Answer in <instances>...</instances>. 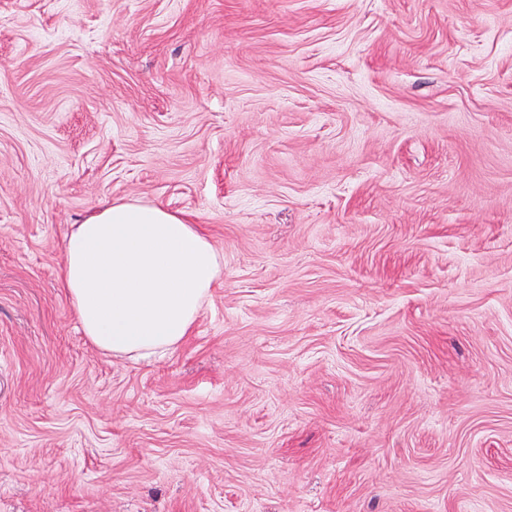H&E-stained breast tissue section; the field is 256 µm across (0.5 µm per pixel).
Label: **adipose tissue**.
<instances>
[{
    "instance_id": "1",
    "label": "adipose tissue",
    "mask_w": 512,
    "mask_h": 512,
    "mask_svg": "<svg viewBox=\"0 0 512 512\" xmlns=\"http://www.w3.org/2000/svg\"><path fill=\"white\" fill-rule=\"evenodd\" d=\"M62 286L84 336L115 358L164 360L190 335L224 255L186 216L110 202L71 225Z\"/></svg>"
}]
</instances>
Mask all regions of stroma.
<instances>
[{"label": "stroma", "mask_w": 512, "mask_h": 512, "mask_svg": "<svg viewBox=\"0 0 512 512\" xmlns=\"http://www.w3.org/2000/svg\"><path fill=\"white\" fill-rule=\"evenodd\" d=\"M129 198L224 253L115 360ZM0 512H512V0H0ZM62 286L88 341L131 361L164 360L190 335L224 269V253L186 216L110 202L72 224Z\"/></svg>", "instance_id": "stroma-1"}]
</instances>
